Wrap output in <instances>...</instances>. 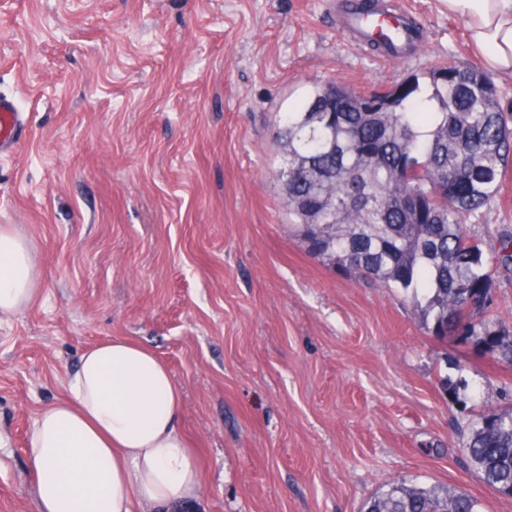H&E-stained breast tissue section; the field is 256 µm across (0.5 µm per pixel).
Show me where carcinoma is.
<instances>
[{"label": "carcinoma", "mask_w": 512, "mask_h": 512, "mask_svg": "<svg viewBox=\"0 0 512 512\" xmlns=\"http://www.w3.org/2000/svg\"><path fill=\"white\" fill-rule=\"evenodd\" d=\"M277 174L292 231L347 275L402 291L426 332L480 337L512 361V330L484 318L493 276L512 273V235L485 249L468 216L501 193L512 166V113L475 63L455 60L388 89L313 86L281 119ZM470 467L512 497V408L460 432ZM366 512H480L461 487L386 482Z\"/></svg>", "instance_id": "carcinoma-1"}]
</instances>
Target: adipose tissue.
Returning <instances> with one entry per match:
<instances>
[{
  "instance_id": "adipose-tissue-1",
  "label": "adipose tissue",
  "mask_w": 512,
  "mask_h": 512,
  "mask_svg": "<svg viewBox=\"0 0 512 512\" xmlns=\"http://www.w3.org/2000/svg\"><path fill=\"white\" fill-rule=\"evenodd\" d=\"M465 18L490 70L512 74V0H444ZM40 272L30 239L0 227V316L29 306ZM182 396L141 343L116 336L89 347L67 393L28 434L39 512H169L196 498L202 475L179 429Z\"/></svg>"
}]
</instances>
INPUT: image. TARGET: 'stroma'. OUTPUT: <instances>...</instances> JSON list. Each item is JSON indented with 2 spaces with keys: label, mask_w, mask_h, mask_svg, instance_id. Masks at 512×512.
I'll use <instances>...</instances> for the list:
<instances>
[{
  "label": "stroma",
  "mask_w": 512,
  "mask_h": 512,
  "mask_svg": "<svg viewBox=\"0 0 512 512\" xmlns=\"http://www.w3.org/2000/svg\"><path fill=\"white\" fill-rule=\"evenodd\" d=\"M349 0H0V93L29 135L0 152V226L33 243L30 307L0 318V512H35L27 435L82 351L149 346L203 471L180 512H363L387 481L458 486L457 424L512 404V363L427 335L397 289L338 273L288 228L283 113L314 85L388 88L479 59L442 0L395 60L346 34ZM512 232V169L470 218Z\"/></svg>",
  "instance_id": "stroma-1"
}]
</instances>
